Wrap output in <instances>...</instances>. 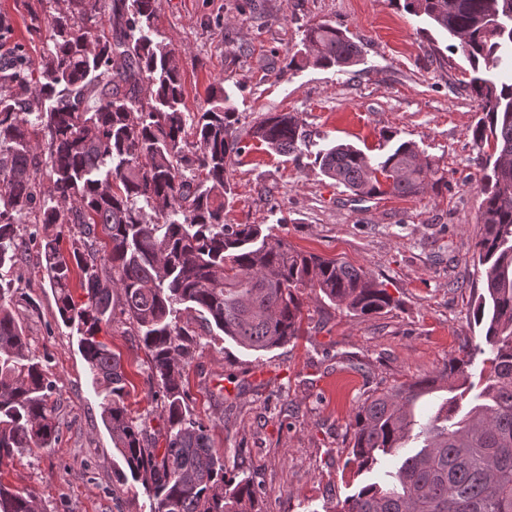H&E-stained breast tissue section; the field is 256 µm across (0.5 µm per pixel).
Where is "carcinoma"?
I'll return each mask as SVG.
<instances>
[{
    "mask_svg": "<svg viewBox=\"0 0 512 512\" xmlns=\"http://www.w3.org/2000/svg\"><path fill=\"white\" fill-rule=\"evenodd\" d=\"M31 32L47 50L17 43L0 58V269L39 240L62 321L77 326L79 350L102 395V417L131 477L155 512H265L263 489L226 478L210 428L194 419L180 383L194 339L179 325L194 310L200 327L239 347L270 351L302 333L305 291L357 315L394 299L370 273L304 253L260 224H226L233 184L229 161L246 151L233 133L232 93L218 81L206 106L183 110L177 52L152 37L160 0H65ZM455 43L474 76L482 117L472 129L484 195L475 253L483 266L474 309L484 345L436 372L367 396L354 415L351 461L380 476L348 496L340 512H512V78L501 68L512 45V0H404ZM109 33H97L102 19ZM362 47L331 23L311 24L288 68L302 63L346 71ZM247 136L284 154L304 142L297 116L274 112ZM320 171L359 198L418 196L448 183L409 141L370 157L347 144L317 154ZM50 185H44L43 176ZM35 215L21 233L17 215ZM64 225L76 231L69 256ZM86 302L71 295L74 271ZM15 280L0 273V462L58 439L49 406L56 388L9 300ZM121 314L147 352L164 447L128 414L121 360L98 340ZM487 352L479 391L468 394L474 352ZM439 398L435 414L417 413ZM0 512H38L29 497L0 484Z\"/></svg>",
    "mask_w": 512,
    "mask_h": 512,
    "instance_id": "1",
    "label": "carcinoma"
}]
</instances>
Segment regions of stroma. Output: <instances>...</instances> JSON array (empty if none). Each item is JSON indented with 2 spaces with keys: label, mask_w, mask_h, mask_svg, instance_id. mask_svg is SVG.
<instances>
[{
  "label": "stroma",
  "mask_w": 512,
  "mask_h": 512,
  "mask_svg": "<svg viewBox=\"0 0 512 512\" xmlns=\"http://www.w3.org/2000/svg\"><path fill=\"white\" fill-rule=\"evenodd\" d=\"M38 0H0L12 42L40 55L30 32ZM347 27L362 46L358 65L287 69L307 25ZM158 31L179 52L184 106L198 111L208 86L233 93L243 135L269 112L296 115L306 143L280 154L249 140L229 167L228 224L272 228L295 249L337 258L382 282L396 305L369 316L308 295L303 333L254 352L223 335L198 339L182 382L196 419L211 429L229 478L264 491L267 512H339L361 483L349 460L357 404L374 390L431 374L482 341L473 320L481 290L474 240L483 175L471 130L480 119L462 53L401 0H161ZM393 136L385 142L383 133ZM414 142L447 184L415 197L358 198L326 178L317 151L347 143L377 156ZM10 306L32 356L56 383L60 435L48 448L0 462V484L34 498L40 512H153L101 417L75 329L58 312L37 250L14 266ZM119 355L129 413L151 432L164 424L150 394L147 355L123 316L99 333Z\"/></svg>",
  "instance_id": "stroma-1"
}]
</instances>
